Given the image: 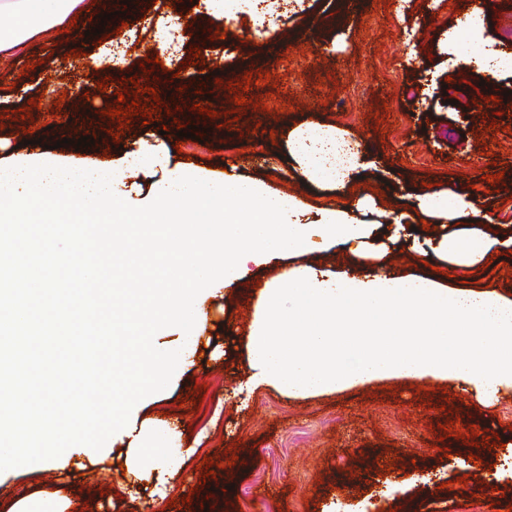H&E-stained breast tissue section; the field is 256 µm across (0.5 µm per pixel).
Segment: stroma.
I'll return each mask as SVG.
<instances>
[{
    "mask_svg": "<svg viewBox=\"0 0 512 512\" xmlns=\"http://www.w3.org/2000/svg\"><path fill=\"white\" fill-rule=\"evenodd\" d=\"M340 2L265 0L256 10L241 0L234 20L210 13L209 28L224 32L210 40L169 29L163 19L175 10L156 0L160 23L123 28L138 51L111 86L136 80L146 89L141 102L156 98L161 108L147 121L135 116L123 131L105 115L117 96L100 95L96 78L70 59L74 50L99 49L87 35L95 16H79L52 40L33 39L24 52L0 59V154H15L31 138L71 156L74 141L88 136L93 153L115 162L133 143H167L179 125H193L183 157L218 171L234 166L279 194L303 197L312 209L368 195L379 208L400 213L409 207L405 192L438 183L472 191L501 231H511L512 70L485 78L454 66L445 40L473 0H361L345 15ZM485 12L472 47L512 53V0H489ZM159 43L166 47L161 63L149 62ZM247 55L271 79L250 84L238 106L228 88L243 81L237 63ZM68 84L75 89L69 96ZM487 88L496 103L486 102ZM43 94L61 98L58 121L38 110L23 117L29 100ZM301 122L346 130L377 167L342 196L287 178L288 131ZM496 173L500 181L488 183ZM283 270L276 259L255 269L248 284L227 287L223 310L212 313L210 348L171 383L162 402L143 409V416L179 423L184 446L195 453L167 499L141 495L131 512H507L512 395L487 408L474 390L426 379L418 390L406 380H379L310 397L271 388L236 396L248 373L245 332L253 306L247 291ZM441 279L512 299V251L495 253L478 269L445 266ZM453 420L460 429L499 438L500 446L445 436L443 426ZM206 456L215 468L205 478L197 466ZM478 458L499 470L494 486L476 480ZM24 490L63 491L79 512H114L123 493L114 465L76 474L19 470L0 477V512Z\"/></svg>",
    "mask_w": 512,
    "mask_h": 512,
    "instance_id": "stroma-1",
    "label": "stroma"
}]
</instances>
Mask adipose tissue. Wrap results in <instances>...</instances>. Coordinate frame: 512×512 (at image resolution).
<instances>
[{
  "label": "adipose tissue",
  "mask_w": 512,
  "mask_h": 512,
  "mask_svg": "<svg viewBox=\"0 0 512 512\" xmlns=\"http://www.w3.org/2000/svg\"><path fill=\"white\" fill-rule=\"evenodd\" d=\"M93 9L94 0H0V18L9 22L0 35V53L20 51ZM482 25L483 11L476 7L448 31L456 64L491 76L512 69V57L460 48V31ZM288 156L291 176L339 194L373 165L345 132L315 123L289 131ZM145 167L158 175L149 192L120 194L118 169ZM408 199L410 211L397 216L375 210L365 197L354 209L327 207L317 222L305 223L301 197H281L233 172L194 167L176 160L171 148L148 142L137 143L116 165L92 154L69 157L38 149L0 160V224L24 222L47 208L102 216L111 220L113 236L134 233L125 259L161 260L151 279L113 280L111 295L98 303L107 327L124 339L112 354L111 419L95 408L98 388L72 375L62 385L86 405L83 418L62 419L49 446L42 445L36 423L28 422L35 444L24 455L0 436V470L78 468L108 456L116 444L128 485L145 482L165 497L191 451L183 447L176 423L140 417L138 408L158 400L170 380L192 365L201 337L209 333L208 301L223 298L225 286L247 279L253 267L318 245L377 266L357 276L301 264L259 288L252 296L250 374L243 391L272 387L314 395L383 379L433 377L474 387L489 404L512 392V301L389 275L372 239L375 221L362 215L376 211L397 238L406 236L410 223L435 225L438 232L430 236L425 256L470 269L486 264L495 250L512 248V236H492L494 216L470 194L425 190ZM201 251L207 254L205 269L192 271ZM171 330L178 343L162 344L161 336Z\"/></svg>",
  "instance_id": "adipose-tissue-1"
}]
</instances>
